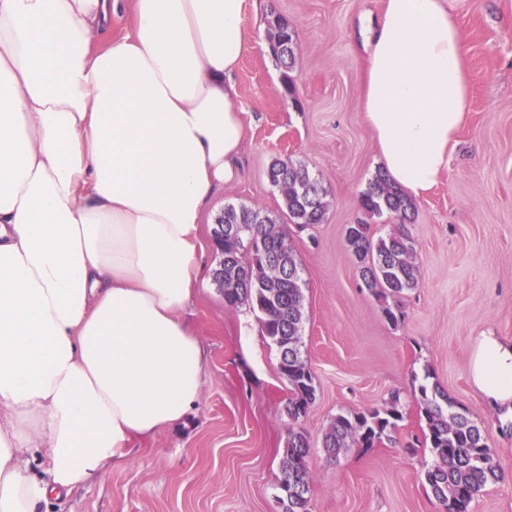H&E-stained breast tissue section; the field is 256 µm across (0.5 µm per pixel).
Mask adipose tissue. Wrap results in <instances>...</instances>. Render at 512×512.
<instances>
[{
    "label": "adipose tissue",
    "mask_w": 512,
    "mask_h": 512,
    "mask_svg": "<svg viewBox=\"0 0 512 512\" xmlns=\"http://www.w3.org/2000/svg\"><path fill=\"white\" fill-rule=\"evenodd\" d=\"M246 0H0V512H37L181 421L204 384L184 319L202 216L240 176ZM377 161L409 198L447 173L469 104L444 0H385L364 42ZM473 386L512 410V342ZM39 460L41 474L29 463ZM121 2L123 3H121L122 8L120 9V13L112 19V28L103 31L97 36L96 41L98 44L104 45L111 38L119 36L127 27V25L130 24L132 17L131 4L129 3L130 1L126 0Z\"/></svg>",
    "instance_id": "obj_1"
}]
</instances>
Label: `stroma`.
Instances as JSON below:
<instances>
[{
  "label": "stroma",
  "instance_id": "obj_1",
  "mask_svg": "<svg viewBox=\"0 0 512 512\" xmlns=\"http://www.w3.org/2000/svg\"><path fill=\"white\" fill-rule=\"evenodd\" d=\"M384 0H249V50L234 75L252 123L242 177L221 188L202 217L210 235L226 205L285 217L267 179L274 159L306 166L326 190L323 223L293 232L305 280L304 355L316 387L303 426L313 443L310 512H439L422 463L418 386L425 374L464 406L487 434L500 480L472 512H512V414L491 405L469 379L472 340L492 332L512 341V0H447L463 36L470 107L448 172L416 201L409 231L418 286L403 295L404 318L389 323L362 287L345 241L362 219L360 196L379 169L362 112L365 52L356 30ZM293 28L295 100L285 98L266 18ZM186 319L206 347L197 404L176 426L135 442L127 456L42 512H281L276 500L288 432V385L279 353L257 313L225 306L212 281L213 250ZM404 398L397 436L352 449L333 464L318 442L341 411Z\"/></svg>",
  "mask_w": 512,
  "mask_h": 512
}]
</instances>
